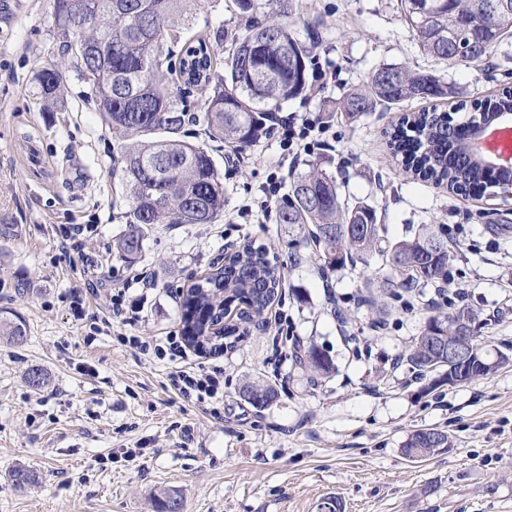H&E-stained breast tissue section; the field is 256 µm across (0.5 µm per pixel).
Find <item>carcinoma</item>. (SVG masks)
<instances>
[{"mask_svg":"<svg viewBox=\"0 0 512 512\" xmlns=\"http://www.w3.org/2000/svg\"><path fill=\"white\" fill-rule=\"evenodd\" d=\"M96 11L86 15L75 0H52L54 29L62 55L80 63L107 127L119 137L135 135L123 146V183L129 202V230L118 243L128 256L140 252L146 227L152 224H211L224 211V178L203 146L181 138L186 119L203 122L205 134L237 149L249 146L257 129L256 115L274 112L308 90V70L314 41L288 22L298 0H234L245 16L244 31L235 40L223 70L214 66L206 39L189 43L178 62L163 55L165 40L176 41L193 28V0H93ZM404 18L420 50L449 66L470 68L487 60L490 51L512 39V0H400ZM65 63L38 75L41 97L59 105ZM195 87L206 99L203 115L184 109V87ZM455 101V111L467 108L456 88L431 72H416L400 64H384L364 89L350 90L336 111L355 119L377 107L389 108L415 99ZM512 109V92L472 104L488 116L503 106ZM461 125L446 111H422L407 117L390 132L393 153L405 171L442 185L448 192L472 190L504 204L512 202V176L488 178L462 157L458 145ZM277 223L309 226V239L321 261L324 278L346 265L368 263L374 255L386 273L365 285L368 296L394 297L449 277L448 237L433 225L414 234L387 236L377 212L363 202L341 199L336 177L314 161L294 179L277 209ZM281 264L270 247L249 241L222 266L191 283L183 295L187 345L219 354L237 347L253 323L279 298ZM464 314L473 335L482 321L469 307L448 313ZM444 335L433 317L422 326L406 355L424 374L437 367L431 337ZM0 342L21 347L27 326L17 315L0 318ZM294 362L327 378L335 364L327 350L297 345ZM240 394L264 406L278 396L272 386L247 384ZM448 434L421 429L402 446L411 460H422L448 447ZM18 489L31 486L36 474L25 466L9 474Z\"/></svg>","mask_w":512,"mask_h":512,"instance_id":"obj_1","label":"carcinoma"}]
</instances>
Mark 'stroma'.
<instances>
[{
    "instance_id": "1",
    "label": "stroma",
    "mask_w": 512,
    "mask_h": 512,
    "mask_svg": "<svg viewBox=\"0 0 512 512\" xmlns=\"http://www.w3.org/2000/svg\"><path fill=\"white\" fill-rule=\"evenodd\" d=\"M189 38L206 37L225 60L241 32L233 0H196ZM300 23L318 30L314 69L321 86L283 105L282 114L325 122L328 131L300 161L282 155L277 133L260 125L236 152L207 140L203 125L184 137L206 145L224 176V212L212 224H157L134 258L117 248L128 230L121 181V139L106 127L89 85L69 66L64 105L46 109L37 76L59 55L50 0H17L0 13V314L27 324L22 348L0 344V512H161L174 497L183 512H512V361L479 380L448 386L444 369L419 376L400 357L424 322L449 305L477 310L480 340L512 357V206L448 194L412 178L392 157L385 136L398 111L380 109L351 122L332 107L349 87L367 83L384 64L432 71L464 100L512 87V46L489 63L461 70L422 53L400 0H299ZM323 161L344 198L375 208L389 236L421 225L448 234V290L428 286L389 300L387 325L358 306L380 262L346 266L324 283L314 247L298 227L243 205L276 175ZM77 245L58 243L73 225ZM266 244L284 266L282 296L265 311L267 329L219 356L186 349V362L224 368V396L197 399L171 387L175 362L124 344L180 335L181 291L245 240ZM156 277L138 321L91 335L89 326L113 289L139 273ZM82 289L84 318L72 310ZM349 317L340 333L327 315ZM332 357L333 376L311 383L293 363V338ZM47 383L28 387L31 367ZM273 386L258 408L246 384ZM448 433L449 451L412 461L407 435ZM139 449L130 462L103 467L101 456ZM35 469V486L18 490L9 473Z\"/></svg>"
}]
</instances>
